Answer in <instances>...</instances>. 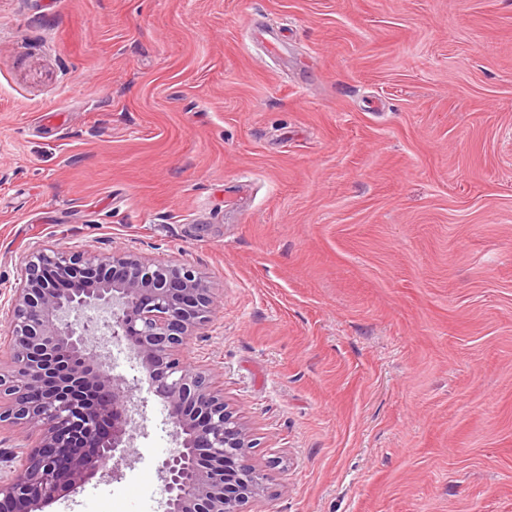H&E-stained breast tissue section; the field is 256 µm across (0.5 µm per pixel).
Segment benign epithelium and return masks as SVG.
Returning <instances> with one entry per match:
<instances>
[{
	"label": "benign epithelium",
	"mask_w": 512,
	"mask_h": 512,
	"mask_svg": "<svg viewBox=\"0 0 512 512\" xmlns=\"http://www.w3.org/2000/svg\"><path fill=\"white\" fill-rule=\"evenodd\" d=\"M205 276L131 253L36 248L0 303L10 351L0 356V428L19 431L0 448V512H44L105 462L129 461L138 407L133 387L110 374L99 327L79 318L107 314L110 336L126 342L176 428L179 450L158 475L166 512H267V475L252 463L249 433L224 400L213 372L184 350L220 308Z\"/></svg>",
	"instance_id": "7a95c632"
}]
</instances>
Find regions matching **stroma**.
<instances>
[{"label": "stroma", "instance_id": "35a3bbf8", "mask_svg": "<svg viewBox=\"0 0 512 512\" xmlns=\"http://www.w3.org/2000/svg\"><path fill=\"white\" fill-rule=\"evenodd\" d=\"M44 246L207 276L267 512H512V0H0V301ZM111 372L131 462L46 512H150Z\"/></svg>", "mask_w": 512, "mask_h": 512}]
</instances>
